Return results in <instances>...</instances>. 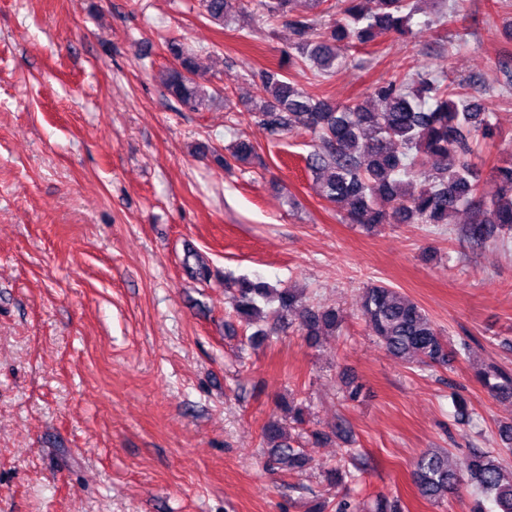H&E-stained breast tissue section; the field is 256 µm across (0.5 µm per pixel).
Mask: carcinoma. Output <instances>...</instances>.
Wrapping results in <instances>:
<instances>
[{"instance_id":"obj_1","label":"carcinoma","mask_w":512,"mask_h":512,"mask_svg":"<svg viewBox=\"0 0 512 512\" xmlns=\"http://www.w3.org/2000/svg\"><path fill=\"white\" fill-rule=\"evenodd\" d=\"M293 0H246L241 9L252 10L259 21L284 20L298 38L296 54L288 62L306 67L322 78L336 69L339 43L366 44L382 32L413 36L415 8L412 0H375V10L361 7L362 0H345L343 17L326 20L320 9L326 0H311L319 10L321 31L315 20L291 15ZM231 0H201L206 17L224 25ZM172 65L160 72L167 96L195 110L214 94L199 82L194 54L179 41L167 42ZM258 94L250 111L269 137L302 128L314 136L316 149L308 168L320 184V195L355 224L376 227L396 224H449L461 207H474L475 219L465 229L482 241L496 229L512 237V164L495 168L496 191L479 196L473 172L474 140L490 139L494 130L488 115L469 101L452 99L454 93L428 74L394 77L376 87L383 109L374 111L362 102L336 106L314 97L279 70L257 75ZM237 163L259 160L249 138L238 139L231 150ZM234 289L233 308L246 325L260 313L257 299L275 296L283 316H293L306 339L315 342L322 332H336V308L308 305L297 288H271L262 281L229 278ZM360 312L378 341L393 357L418 366H447L454 358L448 339L436 328L418 303L382 282L366 287ZM476 377L498 398L512 399V371L490 364ZM267 448L262 466L269 472L300 470L307 459L297 440L276 421L262 430ZM412 476L422 496L442 502L451 497L461 480L489 495L499 512H512V467L494 448H472L459 468L448 467V453L425 451L413 463Z\"/></svg>"}]
</instances>
